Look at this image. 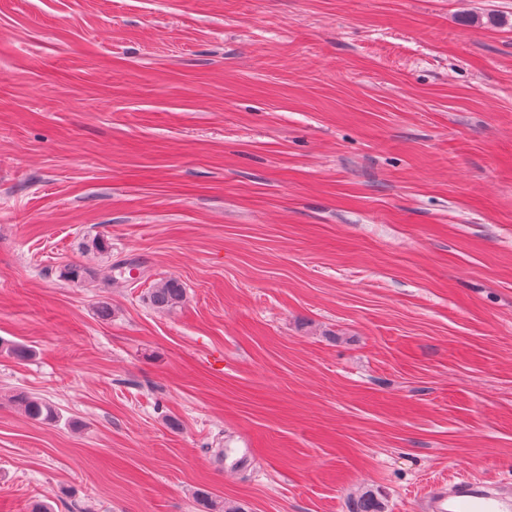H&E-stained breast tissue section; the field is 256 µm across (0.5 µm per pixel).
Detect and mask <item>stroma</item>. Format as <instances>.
Returning a JSON list of instances; mask_svg holds the SVG:
<instances>
[{"instance_id": "35a3bbf8", "label": "stroma", "mask_w": 512, "mask_h": 512, "mask_svg": "<svg viewBox=\"0 0 512 512\" xmlns=\"http://www.w3.org/2000/svg\"><path fill=\"white\" fill-rule=\"evenodd\" d=\"M0 340V512L512 487V0H0ZM150 305L158 310H171L179 307L186 298V289L176 279L157 283L147 294ZM12 400L30 420L49 424L58 418L55 407L39 397L18 393L13 395Z\"/></svg>"}]
</instances>
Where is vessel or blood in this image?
Masks as SVG:
<instances>
[{
  "label": "vessel or blood",
  "instance_id": "vessel-or-blood-1",
  "mask_svg": "<svg viewBox=\"0 0 512 512\" xmlns=\"http://www.w3.org/2000/svg\"><path fill=\"white\" fill-rule=\"evenodd\" d=\"M428 512H512V493L469 478L452 481L448 487L431 489Z\"/></svg>",
  "mask_w": 512,
  "mask_h": 512
}]
</instances>
